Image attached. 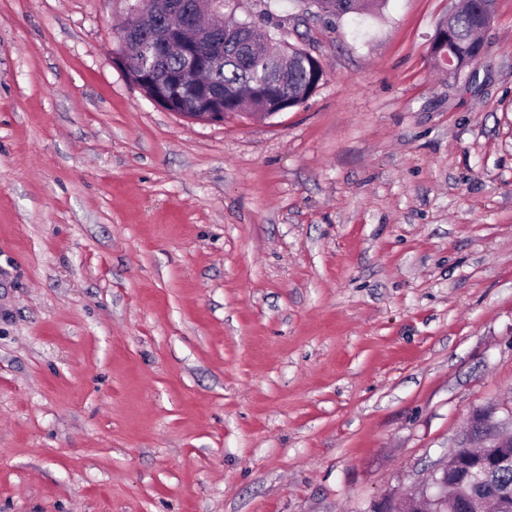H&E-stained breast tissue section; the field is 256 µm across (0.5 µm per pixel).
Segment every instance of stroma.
I'll use <instances>...</instances> for the list:
<instances>
[{
  "instance_id": "obj_1",
  "label": "stroma",
  "mask_w": 512,
  "mask_h": 512,
  "mask_svg": "<svg viewBox=\"0 0 512 512\" xmlns=\"http://www.w3.org/2000/svg\"><path fill=\"white\" fill-rule=\"evenodd\" d=\"M326 20L300 107L191 121L112 59L124 0H0V512H371L512 406V0ZM494 0H467L466 6L458 12L453 13L454 9L448 12V21L453 17L449 25L450 50H459L465 52L467 56H472L479 44L478 28L481 27L479 21L484 16H491ZM445 20L442 27L445 26Z\"/></svg>"
}]
</instances>
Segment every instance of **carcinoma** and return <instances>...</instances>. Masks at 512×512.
I'll use <instances>...</instances> for the list:
<instances>
[{"instance_id": "cac0c4a2", "label": "carcinoma", "mask_w": 512, "mask_h": 512, "mask_svg": "<svg viewBox=\"0 0 512 512\" xmlns=\"http://www.w3.org/2000/svg\"><path fill=\"white\" fill-rule=\"evenodd\" d=\"M156 13V27H170L166 17L167 0H147ZM231 0H220L228 9V21L224 28L211 25L210 12L201 4L198 17L203 54L198 65H193L181 54L169 53L158 61L154 54L151 36L144 29L137 32L143 54L128 56V79L143 91H154L165 85L173 73L190 70L192 79L184 84L178 94L175 108L190 115L205 108L196 96L195 82L201 80L209 87L220 89V111L226 114L247 108L254 114L273 112L285 104L292 109L304 104L319 87L324 78L323 69L308 60V52L293 45L282 44L281 39L258 32L256 22L235 18ZM317 13L326 18H340L348 14L370 11L378 0H311ZM494 0H467L466 6L455 13L449 25L450 50H459L471 56L479 44V21L491 16ZM501 418L492 414L476 419L472 436L497 427ZM474 448H456L448 458V468L453 475L448 478L452 485L450 495L460 494L470 501L471 512H486L490 501L506 503L502 512H512V447L504 449L501 462L480 470L476 464Z\"/></svg>"}]
</instances>
